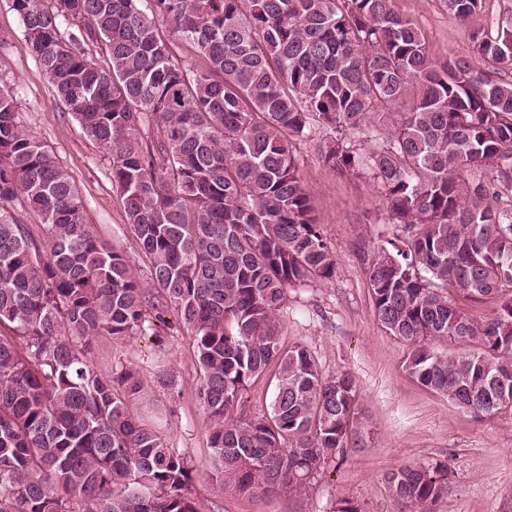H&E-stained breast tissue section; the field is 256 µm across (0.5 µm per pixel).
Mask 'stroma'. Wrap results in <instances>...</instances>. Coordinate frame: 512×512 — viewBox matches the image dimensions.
I'll return each mask as SVG.
<instances>
[{
    "instance_id": "obj_1",
    "label": "stroma",
    "mask_w": 512,
    "mask_h": 512,
    "mask_svg": "<svg viewBox=\"0 0 512 512\" xmlns=\"http://www.w3.org/2000/svg\"><path fill=\"white\" fill-rule=\"evenodd\" d=\"M394 4L419 25L435 61L469 56L468 31L448 17L440 0ZM0 34L10 39L0 50V78L17 91L21 123L73 174L90 224L125 252L139 276H146L112 191L108 157L86 139L53 93L7 0H0ZM329 136L314 129L298 151L314 214L336 253V274L325 283L290 289L279 313L282 347L304 346L324 376L347 373L357 382L352 438L322 474L299 491L266 499L217 490L209 477L210 422L198 401L196 349L175 315H166L155 330L120 341L100 337L92 361L106 377L135 372L150 397L164 406L160 426L170 447L190 461L198 512H333L342 500L357 501L362 512H401L385 474L405 464L439 462L448 467L449 491L435 512H512V410L473 416L407 374L402 362L408 346L378 325L367 277L373 250L403 236L404 229L389 223L381 184L371 172L343 174L323 161L318 146Z\"/></svg>"
}]
</instances>
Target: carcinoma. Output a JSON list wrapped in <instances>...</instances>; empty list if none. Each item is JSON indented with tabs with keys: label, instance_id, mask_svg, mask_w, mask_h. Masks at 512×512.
<instances>
[{
	"label": "carcinoma",
	"instance_id": "cac0c4a2",
	"mask_svg": "<svg viewBox=\"0 0 512 512\" xmlns=\"http://www.w3.org/2000/svg\"><path fill=\"white\" fill-rule=\"evenodd\" d=\"M56 97L112 162V188L148 268L88 222L76 180L25 130L0 77V512H197L193 467L131 407L132 374L101 375L99 336H134L173 312L192 337L213 422L217 489L297 490L349 443L355 379L326 378L279 345L288 289L333 277L297 145L387 125L362 155L320 145L342 172L366 167L389 219L412 231L369 259L378 324L408 343L403 367L476 416L512 409V13L479 24L483 0H441L469 29L471 59L439 64L393 0H8ZM414 82L408 112L386 108ZM496 174L487 182L473 169ZM41 217L36 240L13 203ZM494 305L476 319L448 290ZM441 340L466 349L432 351ZM275 366L270 410L229 422ZM414 512L448 493V467L385 476Z\"/></svg>",
	"mask_w": 512,
	"mask_h": 512
}]
</instances>
